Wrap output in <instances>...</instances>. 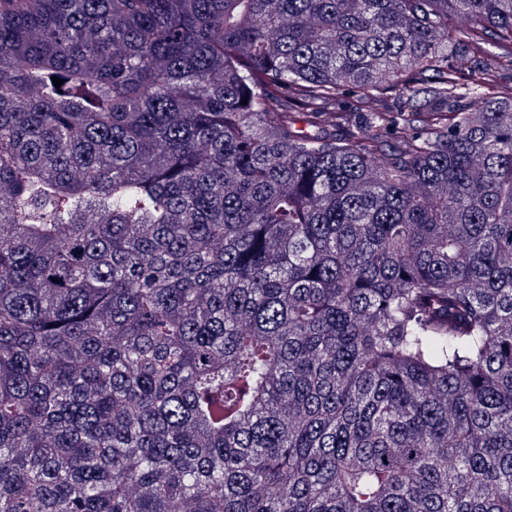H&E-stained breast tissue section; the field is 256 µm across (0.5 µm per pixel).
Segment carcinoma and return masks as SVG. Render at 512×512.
<instances>
[{"instance_id":"obj_1","label":"carcinoma","mask_w":512,"mask_h":512,"mask_svg":"<svg viewBox=\"0 0 512 512\" xmlns=\"http://www.w3.org/2000/svg\"><path fill=\"white\" fill-rule=\"evenodd\" d=\"M0 512H512V0H0Z\"/></svg>"}]
</instances>
